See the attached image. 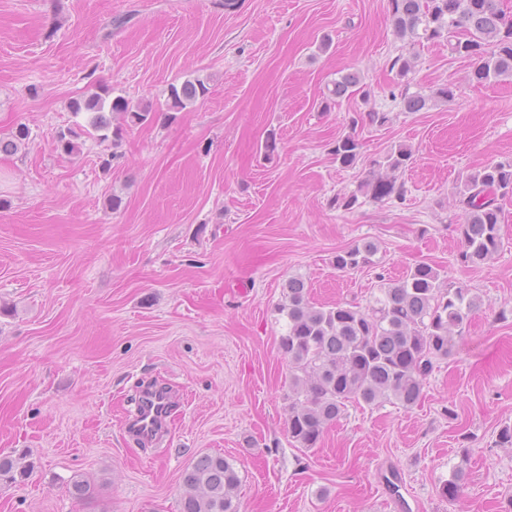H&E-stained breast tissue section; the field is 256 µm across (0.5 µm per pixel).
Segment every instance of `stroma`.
<instances>
[{
    "mask_svg": "<svg viewBox=\"0 0 512 512\" xmlns=\"http://www.w3.org/2000/svg\"><path fill=\"white\" fill-rule=\"evenodd\" d=\"M399 54L422 111L391 96ZM473 68L446 43L398 39L389 0H0V137L31 131L0 154V455L36 465L0 482V512H178L183 470L216 452L238 472L239 512H512V447L496 443L512 425V198L499 251L475 267L455 202L467 173L512 157V78L478 85ZM349 72L369 98L321 111ZM195 78L210 92L174 120L57 150L92 86L161 108ZM446 85L453 99L433 98ZM370 110L390 122L352 127ZM351 132L361 158L343 168L331 149ZM398 144L413 150L404 200L333 205ZM365 240L372 265L336 271ZM419 261L479 301L420 403L349 408L317 447L295 446L276 312L288 278L314 305L365 308ZM147 381L171 394L159 448L128 427ZM77 474L90 499L70 494Z\"/></svg>",
    "mask_w": 512,
    "mask_h": 512,
    "instance_id": "1",
    "label": "stroma"
}]
</instances>
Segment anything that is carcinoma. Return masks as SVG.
Listing matches in <instances>:
<instances>
[{"label":"carcinoma","mask_w":512,"mask_h":512,"mask_svg":"<svg viewBox=\"0 0 512 512\" xmlns=\"http://www.w3.org/2000/svg\"><path fill=\"white\" fill-rule=\"evenodd\" d=\"M392 25L397 35L448 42L451 54L475 62L471 80L484 84L512 78V18L500 0H391ZM360 84L357 73L342 75L327 88L321 102L328 111L341 99L354 94ZM108 84L70 104L72 112L86 114V124L56 132L57 148L67 157L81 153L82 136L100 134L116 143L122 126L151 123L161 116L150 103H132L114 94ZM206 82L196 78L169 90L166 111L181 112L206 96ZM451 100L445 86L434 96L400 93L407 112H420L432 98ZM122 123L111 127L110 116ZM112 131L107 135L106 131ZM30 139V130L20 124L11 139H0V152L13 153ZM361 144L355 135L336 140L332 155L343 168L360 159ZM411 147L400 144L373 160L368 178L358 192L336 196L333 204L346 209L365 195L384 202L406 197L399 173L412 159ZM512 196V159L487 164L468 173L456 192L463 222L458 225L461 261L470 266L484 263L501 245L502 210L498 200ZM378 246L364 241L336 252L333 266L349 272L372 263ZM439 268L419 262L404 277L379 289L374 305L362 310L344 302L317 307L309 300V288L300 277L284 285L277 311L284 320L280 349L288 359V437L301 448H314L325 430L340 420L350 404L379 406L385 402L405 409L416 406L436 364L454 347V334L461 333L478 299L464 285L442 287ZM34 465L22 458L0 456V481L25 483ZM239 476L233 464L220 453L196 457L182 472L179 512H238L235 490Z\"/></svg>","instance_id":"1"}]
</instances>
